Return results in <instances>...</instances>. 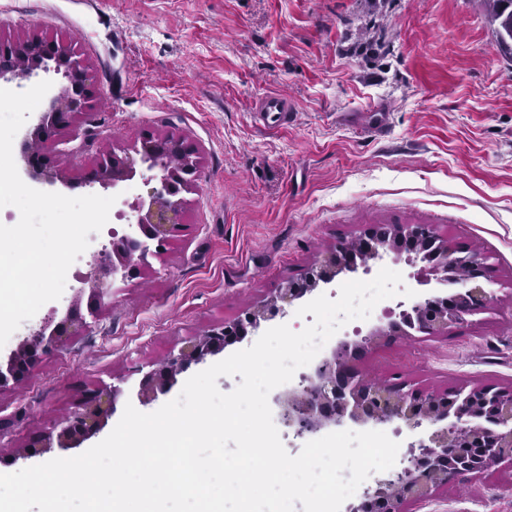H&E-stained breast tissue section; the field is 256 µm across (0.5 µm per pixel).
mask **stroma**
Returning a JSON list of instances; mask_svg holds the SVG:
<instances>
[{
    "instance_id": "1",
    "label": "stroma",
    "mask_w": 512,
    "mask_h": 512,
    "mask_svg": "<svg viewBox=\"0 0 512 512\" xmlns=\"http://www.w3.org/2000/svg\"><path fill=\"white\" fill-rule=\"evenodd\" d=\"M374 22L382 46L360 44ZM49 33L90 67L98 127L92 143L77 124L46 146L76 189H34L86 195L84 170L147 131L196 146L200 180L165 253L114 283L84 335L0 388V474L86 451L126 404L156 411L262 331H301L314 317L289 306L162 390L139 393L172 351L265 304L370 226L434 225L488 265L491 299L448 335L381 344L357 370L426 390L512 388V60L491 63L480 0H0V43ZM268 93L287 96L296 114L287 128L264 129L255 103ZM369 116L380 132H361ZM384 266L416 288L415 266L388 258L315 292L337 298L342 283ZM95 386L118 391L99 430L65 450L37 447ZM407 512H512V467L448 483Z\"/></svg>"
}]
</instances>
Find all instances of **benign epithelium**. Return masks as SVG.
Segmentation results:
<instances>
[{"instance_id": "benign-epithelium-1", "label": "benign epithelium", "mask_w": 512, "mask_h": 512, "mask_svg": "<svg viewBox=\"0 0 512 512\" xmlns=\"http://www.w3.org/2000/svg\"><path fill=\"white\" fill-rule=\"evenodd\" d=\"M23 57V64L15 70L0 72V82L21 86L39 73L51 71L69 82V89L51 98L46 110L37 117L32 137L45 142L59 127L80 119L88 125L92 123L87 68L69 43L32 42L24 48ZM24 158L25 169L33 179L56 182L57 173L51 170L47 156L27 151ZM139 171L145 173L143 183L147 190L146 196L130 205L136 219L129 225V233L120 236L112 232V248L104 247L92 256L85 277L89 288L88 307L92 311L108 305L117 278L126 279L140 271V264L151 254V244L163 246L180 228L181 202L171 192V186L178 184L188 190L195 185L197 151L181 137L149 136L140 142L136 155H110L87 174V179L107 188L134 177ZM360 245L375 258L388 255L395 260L403 258L412 265L421 264L417 273L420 283L429 281L431 276L448 279L450 264L462 265L472 274L461 292L444 300V309H435L438 297L430 296L400 311L388 331L375 330L354 347L339 343L303 376L298 386L286 396L276 398V402L281 422L297 437L316 436L326 428H342L350 422L384 426L399 421L417 428L424 423L435 425L450 420L411 451L398 472V493L385 496L380 487L390 479H378L373 493L366 494L350 508V512H365L372 500L376 502L377 512H402V504L420 502L451 481L474 478L495 464L512 465V390L475 386L435 393L406 382L382 384L362 377L352 362L359 354L375 348L385 336L412 338L416 333L446 336L466 317L482 311L489 301V293L483 285L487 279L486 264L442 237L430 224L393 225L392 240L387 247L371 239V232L366 230L360 235ZM350 249L349 243H336L310 268L303 282L286 283L269 302L246 313L244 320L227 323L201 338L185 342L178 353L170 356L167 366L144 375L141 393L162 387L184 365L235 341L242 322L256 328L269 317L285 314L287 306L303 298L318 283L329 284L346 271H356L357 266L343 260ZM81 302L79 295L60 322H54L51 315L22 340L19 349L9 356L6 369L0 368V386L23 381L41 357L61 348L68 337L86 331L80 314ZM116 395L115 389H98L83 395L77 409L62 423L57 434L58 447L67 448L73 440L95 430L100 420L115 410Z\"/></svg>"}]
</instances>
